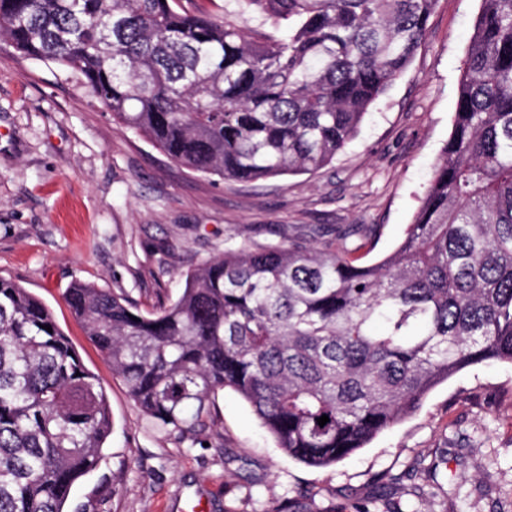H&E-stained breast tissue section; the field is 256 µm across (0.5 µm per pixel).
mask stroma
<instances>
[{"instance_id": "obj_1", "label": "stroma", "mask_w": 512, "mask_h": 512, "mask_svg": "<svg viewBox=\"0 0 512 512\" xmlns=\"http://www.w3.org/2000/svg\"><path fill=\"white\" fill-rule=\"evenodd\" d=\"M480 0H437L428 33L372 106L355 139L312 174L257 182L189 171L114 122L80 75L0 37V276L38 297L109 400L112 433L68 512H257L301 497L326 512L385 493L393 512H512V364L464 368L414 414L336 465L277 447L232 390L209 405L199 437L142 416L64 299L81 281L142 311L178 297L187 272L227 247L278 244L282 227L368 224L369 260L403 238L452 128ZM215 15L254 38L282 35L238 0ZM435 480V495L416 488Z\"/></svg>"}]
</instances>
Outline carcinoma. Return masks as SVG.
<instances>
[{
  "instance_id": "carcinoma-1",
  "label": "carcinoma",
  "mask_w": 512,
  "mask_h": 512,
  "mask_svg": "<svg viewBox=\"0 0 512 512\" xmlns=\"http://www.w3.org/2000/svg\"><path fill=\"white\" fill-rule=\"evenodd\" d=\"M239 2L288 34L257 42L181 0H0V37L80 75L177 165L251 182L330 165L410 66L437 0ZM317 232L228 248L149 312L83 282L65 300L143 415L196 435L230 388L316 468L462 369L512 363V0H481L452 132L396 247L364 265L363 225ZM111 428L51 312L0 277V512H65ZM268 512L317 510L285 498Z\"/></svg>"
}]
</instances>
